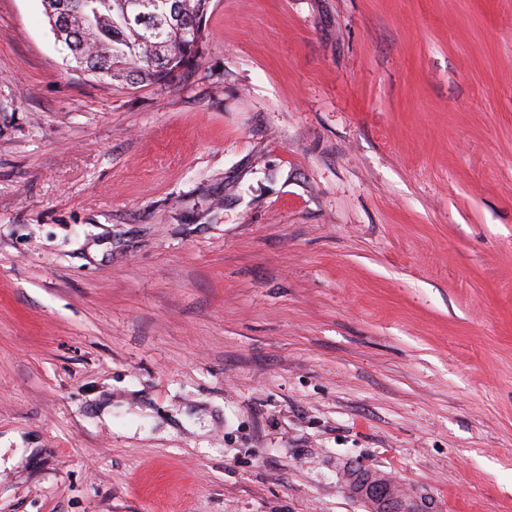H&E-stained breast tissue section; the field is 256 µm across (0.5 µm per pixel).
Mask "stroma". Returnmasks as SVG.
Listing matches in <instances>:
<instances>
[{"label":"stroma","instance_id":"35a3bbf8","mask_svg":"<svg viewBox=\"0 0 512 512\" xmlns=\"http://www.w3.org/2000/svg\"><path fill=\"white\" fill-rule=\"evenodd\" d=\"M65 55L0 0V512H512V0ZM358 495L365 498L374 510H389L398 500L393 485L387 480H365L354 478Z\"/></svg>","mask_w":512,"mask_h":512}]
</instances>
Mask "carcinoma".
Here are the masks:
<instances>
[{"instance_id":"1","label":"carcinoma","mask_w":512,"mask_h":512,"mask_svg":"<svg viewBox=\"0 0 512 512\" xmlns=\"http://www.w3.org/2000/svg\"><path fill=\"white\" fill-rule=\"evenodd\" d=\"M55 35L74 71L127 85L168 83L194 66L210 0H85Z\"/></svg>"}]
</instances>
